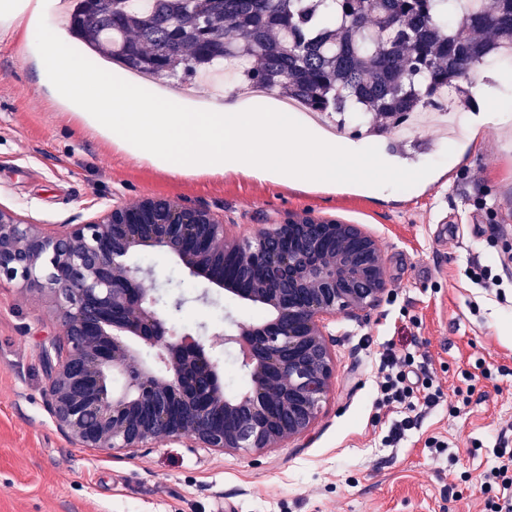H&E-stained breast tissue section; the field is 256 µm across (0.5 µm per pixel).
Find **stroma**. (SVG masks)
Wrapping results in <instances>:
<instances>
[{
  "label": "stroma",
  "instance_id": "stroma-1",
  "mask_svg": "<svg viewBox=\"0 0 512 512\" xmlns=\"http://www.w3.org/2000/svg\"><path fill=\"white\" fill-rule=\"evenodd\" d=\"M33 51L30 40L0 41L1 206L51 228L115 203L169 197L223 217L242 238L308 211L371 233L388 288L365 313L332 324V393L298 441L224 452L180 441L109 455L76 447L44 404L42 351L61 331L56 295L0 283V512H482L480 476L512 425V268L500 264L512 250V60L495 55L484 65L503 76L489 103L494 120L480 122L472 98L451 111L453 137L431 120L393 134L325 118L361 145L369 183L324 192L233 174L174 178L118 153L38 89ZM130 262L153 268L171 292L204 287L161 250H138ZM477 264L507 272L510 283L485 291L471 276ZM228 314L263 316L223 294L169 319L214 330ZM387 345L413 352L445 393L393 446L384 442L392 414L376 403ZM469 374L475 390L465 401ZM435 439L445 452L431 448ZM452 483L459 497H449Z\"/></svg>",
  "mask_w": 512,
  "mask_h": 512
}]
</instances>
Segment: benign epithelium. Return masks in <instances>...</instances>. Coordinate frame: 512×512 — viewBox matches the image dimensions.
I'll use <instances>...</instances> for the list:
<instances>
[{
  "label": "benign epithelium",
  "instance_id": "obj_1",
  "mask_svg": "<svg viewBox=\"0 0 512 512\" xmlns=\"http://www.w3.org/2000/svg\"><path fill=\"white\" fill-rule=\"evenodd\" d=\"M286 234L293 246L275 247ZM159 248L206 281L193 297L224 291L266 311L258 323L176 332L158 312L184 295L144 287L135 250ZM46 286L61 306L62 333L43 348L44 399L56 427L90 452L133 453L187 438L194 448H279L315 425L335 374L328 325L355 316L386 290L385 259L358 224L290 215L249 238L208 210L167 197L108 205L85 224L47 230L0 207V278ZM238 350L249 388L224 390L216 346ZM123 387H110L114 378Z\"/></svg>",
  "mask_w": 512,
  "mask_h": 512
}]
</instances>
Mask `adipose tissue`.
Here are the masks:
<instances>
[{"label":"adipose tissue","instance_id":"1","mask_svg":"<svg viewBox=\"0 0 512 512\" xmlns=\"http://www.w3.org/2000/svg\"><path fill=\"white\" fill-rule=\"evenodd\" d=\"M42 0H0V35L37 42L38 81L71 119L115 147L172 177L232 173L270 183L283 174L332 187L336 162L359 150L342 136L285 111L272 96L176 97L160 82L122 71L89 72L63 31L44 28Z\"/></svg>","mask_w":512,"mask_h":512}]
</instances>
